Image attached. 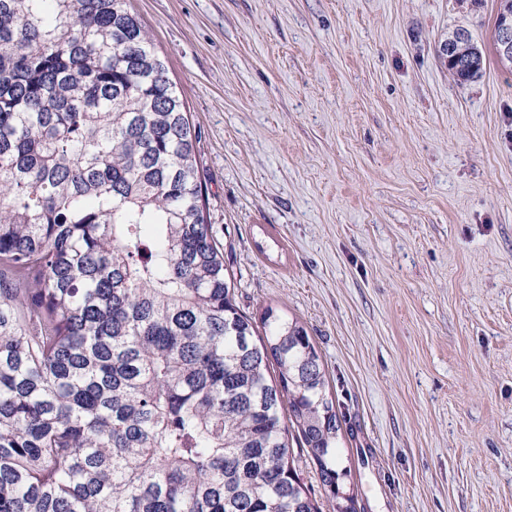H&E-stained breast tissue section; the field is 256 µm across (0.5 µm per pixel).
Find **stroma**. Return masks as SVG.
I'll list each match as a JSON object with an SVG mask.
<instances>
[{
	"mask_svg": "<svg viewBox=\"0 0 512 512\" xmlns=\"http://www.w3.org/2000/svg\"><path fill=\"white\" fill-rule=\"evenodd\" d=\"M253 323L305 327L358 512H512V68L498 0H129ZM489 56L464 85L456 26Z\"/></svg>",
	"mask_w": 512,
	"mask_h": 512,
	"instance_id": "obj_1",
	"label": "stroma"
}]
</instances>
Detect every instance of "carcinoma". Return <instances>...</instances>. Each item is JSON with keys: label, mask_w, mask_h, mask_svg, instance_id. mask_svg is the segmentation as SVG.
Listing matches in <instances>:
<instances>
[{"label": "carcinoma", "mask_w": 512, "mask_h": 512, "mask_svg": "<svg viewBox=\"0 0 512 512\" xmlns=\"http://www.w3.org/2000/svg\"><path fill=\"white\" fill-rule=\"evenodd\" d=\"M195 139L128 0H0V512H321L291 427L355 512L320 357L270 309L254 341Z\"/></svg>", "instance_id": "obj_1"}]
</instances>
